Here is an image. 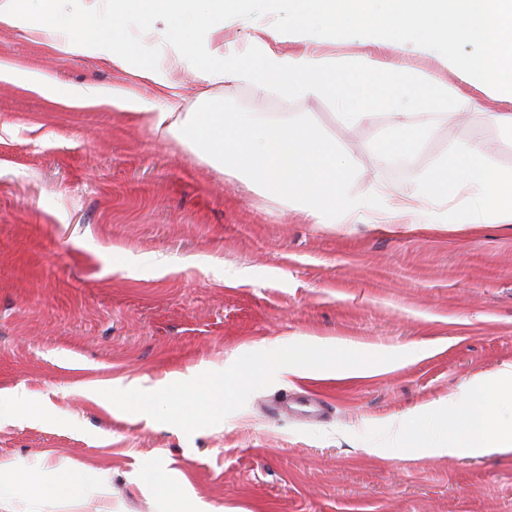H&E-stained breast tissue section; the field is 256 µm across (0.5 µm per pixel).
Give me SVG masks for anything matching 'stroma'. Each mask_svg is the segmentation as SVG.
<instances>
[{
    "instance_id": "obj_1",
    "label": "stroma",
    "mask_w": 512,
    "mask_h": 512,
    "mask_svg": "<svg viewBox=\"0 0 512 512\" xmlns=\"http://www.w3.org/2000/svg\"><path fill=\"white\" fill-rule=\"evenodd\" d=\"M406 58L448 87L450 116L385 165L398 105L384 86L350 126L328 97L189 79L179 92L187 112L218 96L359 145L363 197L409 188L469 143L512 172V134L490 118L512 105L435 56ZM1 62L143 91L132 67L19 26L0 24ZM511 362V225L313 224L122 109L0 80V465L21 477L0 512H165V485L188 512H512V452L445 453L420 413ZM313 387L329 416L272 412ZM186 396L201 408L189 423L170 412ZM77 466L106 495L56 497Z\"/></svg>"
}]
</instances>
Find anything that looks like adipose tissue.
Wrapping results in <instances>:
<instances>
[{"instance_id": "obj_1", "label": "adipose tissue", "mask_w": 512, "mask_h": 512, "mask_svg": "<svg viewBox=\"0 0 512 512\" xmlns=\"http://www.w3.org/2000/svg\"><path fill=\"white\" fill-rule=\"evenodd\" d=\"M287 32L238 43L224 40V23L246 19L254 9L278 15L284 0H0V24L20 25L50 48H80L118 65L141 59L139 77L163 94L166 109L146 113L155 129L172 134L196 150L203 160L247 179L270 198L296 203L315 224H422L434 216L439 224L512 223V173L493 170L485 147H460L423 180L397 193H382V204L369 208L353 195L349 156L320 137L305 122L279 119L266 112H228L219 99L202 112H185L170 75L176 62L168 55L141 56L128 30L132 24L163 20L165 42L193 54L188 76L208 84H253L259 94L288 99L317 95L332 98L348 123L365 119L371 99L357 85L343 86L336 75L343 64L318 51L320 43L359 30L367 48L358 66L367 78H386L403 112L390 113V123L404 149L416 136L432 132L443 120L447 92H439L431 112L419 111L418 87L424 77L411 73L399 56L405 43L438 56L449 69L468 75L489 89L496 101L512 104V0H383L371 11L370 0H294ZM291 37L294 50L280 48ZM480 45L463 55L459 41ZM253 65H243V57ZM0 78L21 80L51 100L106 103L137 110L140 96L123 87L81 88L20 73L0 64ZM466 191L463 211L448 208L450 195ZM512 399V365L462 383L437 408L448 430V453H491L512 450V419L499 405Z\"/></svg>"}]
</instances>
